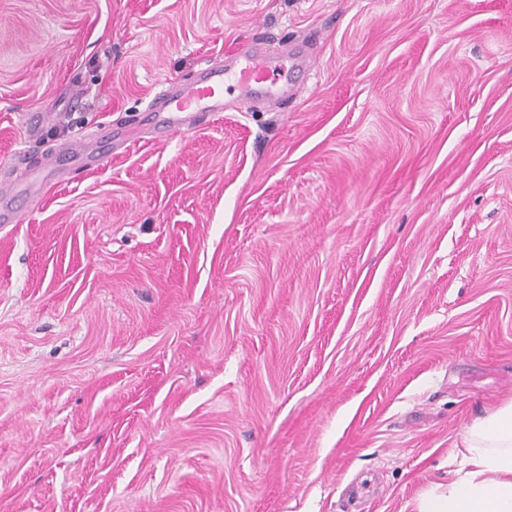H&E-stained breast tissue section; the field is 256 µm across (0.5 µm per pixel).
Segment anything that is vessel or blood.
I'll use <instances>...</instances> for the list:
<instances>
[{
    "label": "vessel or blood",
    "mask_w": 512,
    "mask_h": 512,
    "mask_svg": "<svg viewBox=\"0 0 512 512\" xmlns=\"http://www.w3.org/2000/svg\"><path fill=\"white\" fill-rule=\"evenodd\" d=\"M240 66L229 69L216 66L202 70L199 78L181 90L158 92L148 105L149 111L163 113L167 133H176L182 124L223 111L226 92L240 88L275 99L285 94L289 77L288 63L270 60L251 47L236 53Z\"/></svg>",
    "instance_id": "obj_1"
}]
</instances>
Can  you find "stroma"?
I'll use <instances>...</instances> for the list:
<instances>
[{
  "instance_id": "stroma-1",
  "label": "stroma",
  "mask_w": 512,
  "mask_h": 512,
  "mask_svg": "<svg viewBox=\"0 0 512 512\" xmlns=\"http://www.w3.org/2000/svg\"><path fill=\"white\" fill-rule=\"evenodd\" d=\"M243 44L304 80L156 135ZM45 154L0 512H417L512 399V0H0V206Z\"/></svg>"
}]
</instances>
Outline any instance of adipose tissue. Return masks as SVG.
<instances>
[{
    "mask_svg": "<svg viewBox=\"0 0 512 512\" xmlns=\"http://www.w3.org/2000/svg\"><path fill=\"white\" fill-rule=\"evenodd\" d=\"M461 469L422 493L418 512H512V400L468 427Z\"/></svg>",
    "mask_w": 512,
    "mask_h": 512,
    "instance_id": "adipose-tissue-1",
    "label": "adipose tissue"
}]
</instances>
